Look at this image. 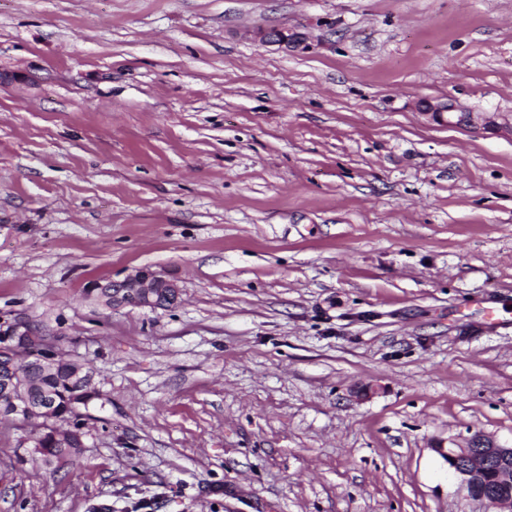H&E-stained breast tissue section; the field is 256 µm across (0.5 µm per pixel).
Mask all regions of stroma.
Wrapping results in <instances>:
<instances>
[{"label":"stroma","instance_id":"35a3bbf8","mask_svg":"<svg viewBox=\"0 0 512 512\" xmlns=\"http://www.w3.org/2000/svg\"><path fill=\"white\" fill-rule=\"evenodd\" d=\"M306 34V48L258 31ZM512 0H0V317L93 365L0 512H483L512 446ZM149 266L180 298L108 308ZM260 40L264 43L278 45L286 50L288 48L297 49L306 45V37L303 33L279 28L261 31ZM422 112L430 116L437 124L448 128H461L474 133L498 131L505 128L512 133L511 120L509 121L496 113L456 109L448 103L438 101L423 102ZM440 452L463 488L480 481L487 484L485 492L473 500L495 507L499 512L512 511V494L507 496L497 492L499 486L512 487V446L497 444L481 435L477 444L447 448L446 451L441 449Z\"/></svg>","mask_w":512,"mask_h":512}]
</instances>
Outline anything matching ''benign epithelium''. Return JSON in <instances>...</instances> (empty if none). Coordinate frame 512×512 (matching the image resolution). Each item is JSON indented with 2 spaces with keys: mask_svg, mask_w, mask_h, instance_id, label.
<instances>
[{
  "mask_svg": "<svg viewBox=\"0 0 512 512\" xmlns=\"http://www.w3.org/2000/svg\"><path fill=\"white\" fill-rule=\"evenodd\" d=\"M264 43L282 48L297 49L306 45L304 34L288 29L272 28L260 32ZM422 112L441 126L461 128L474 133L507 129L512 133V122L496 113L473 112L457 109L445 102L425 101ZM88 291L102 298L105 306L163 309L177 304L178 286L166 279L161 272L149 267L138 268L119 280L105 283L93 281ZM0 357L21 358L26 369H9L0 375V401L11 404L10 413L5 418L20 421L30 426H40L42 435L68 434L72 448L69 455L75 456L83 447L84 423L80 408L90 405L98 397L92 387L93 376L88 371V363L61 355L56 345L43 337L31 322L24 317L0 320ZM67 365L71 368L70 379L78 385L79 397L73 402V417L65 427L53 417L55 402L44 397L31 396V371L39 365L45 369ZM448 469L460 481L461 486L470 487L480 481L486 484L485 492L474 500L498 509V512H512V495H500V486L512 487V446L495 443L489 437H481L477 444L458 448L440 449Z\"/></svg>",
  "mask_w": 512,
  "mask_h": 512,
  "instance_id": "benign-epithelium-1",
  "label": "benign epithelium"
}]
</instances>
